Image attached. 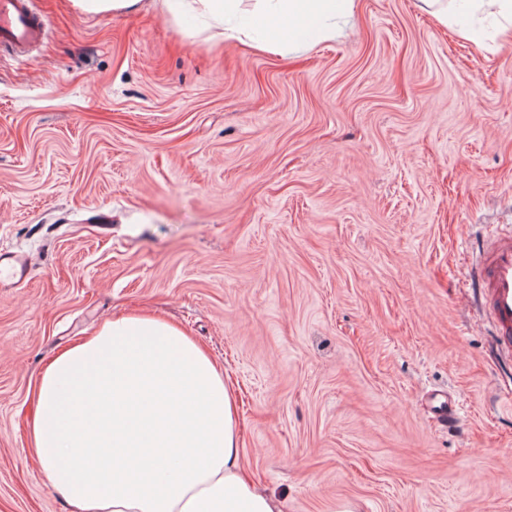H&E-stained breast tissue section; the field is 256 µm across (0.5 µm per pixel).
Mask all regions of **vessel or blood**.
Wrapping results in <instances>:
<instances>
[{"instance_id": "1", "label": "vessel or blood", "mask_w": 512, "mask_h": 512, "mask_svg": "<svg viewBox=\"0 0 512 512\" xmlns=\"http://www.w3.org/2000/svg\"><path fill=\"white\" fill-rule=\"evenodd\" d=\"M46 34V22L31 0H0L1 49L27 57ZM27 269L25 254L0 252V274L19 280ZM474 281L482 295V310L493 327L495 349L500 356L512 359V229L483 243Z\"/></svg>"}]
</instances>
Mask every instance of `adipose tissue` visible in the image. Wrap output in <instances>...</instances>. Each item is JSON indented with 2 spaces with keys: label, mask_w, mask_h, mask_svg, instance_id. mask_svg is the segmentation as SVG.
Wrapping results in <instances>:
<instances>
[{
  "label": "adipose tissue",
  "mask_w": 512,
  "mask_h": 512,
  "mask_svg": "<svg viewBox=\"0 0 512 512\" xmlns=\"http://www.w3.org/2000/svg\"><path fill=\"white\" fill-rule=\"evenodd\" d=\"M211 39L296 48L309 20L325 40L354 0H165ZM29 444L70 512H282L245 474L224 369L178 324L149 314L105 322L36 379Z\"/></svg>",
  "instance_id": "1"
}]
</instances>
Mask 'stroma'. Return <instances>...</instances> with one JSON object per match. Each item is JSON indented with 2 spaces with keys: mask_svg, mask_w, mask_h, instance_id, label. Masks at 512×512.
<instances>
[{
  "mask_svg": "<svg viewBox=\"0 0 512 512\" xmlns=\"http://www.w3.org/2000/svg\"><path fill=\"white\" fill-rule=\"evenodd\" d=\"M0 52V512H68L28 443L45 363L103 321L180 324L234 390L283 512H512V361L472 286L512 225V43L420 0H355L281 56L163 0H33ZM453 396L460 422L435 419ZM47 34L46 21L31 0L0 1V48L29 57ZM140 0H70L72 7L80 12L105 14L131 9ZM28 269V257L25 254L12 251L0 252V275L6 273L11 279H22Z\"/></svg>",
  "mask_w": 512,
  "mask_h": 512,
  "instance_id": "stroma-1",
  "label": "stroma"
}]
</instances>
